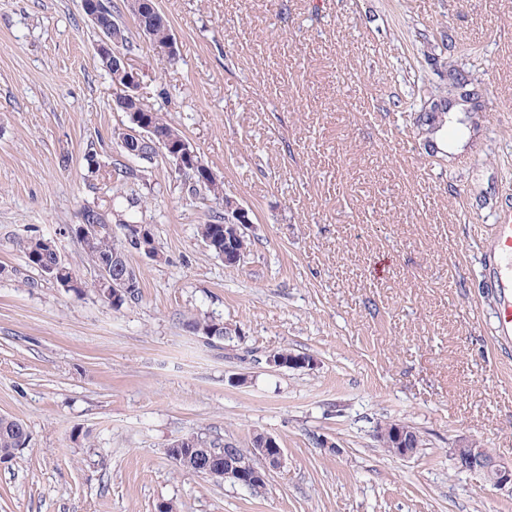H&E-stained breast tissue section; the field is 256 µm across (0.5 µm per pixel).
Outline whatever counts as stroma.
<instances>
[{
    "instance_id": "obj_1",
    "label": "stroma",
    "mask_w": 512,
    "mask_h": 512,
    "mask_svg": "<svg viewBox=\"0 0 512 512\" xmlns=\"http://www.w3.org/2000/svg\"><path fill=\"white\" fill-rule=\"evenodd\" d=\"M157 5L180 53L134 35L141 100L252 210L251 251L226 266L174 165L126 156L80 0H0V415L30 434L0 512H512L449 454L470 435L512 461V342L481 251L512 200V0ZM452 69L478 110L453 112L438 162L414 122ZM117 163L137 178L113 182ZM131 196L161 259L129 253L140 294L116 310L69 227ZM35 237L82 295L29 265ZM284 348L313 366L267 365ZM389 421L420 433L414 458L375 440ZM192 433L271 435L284 465L257 496L215 484L166 454Z\"/></svg>"
}]
</instances>
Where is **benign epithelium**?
I'll return each mask as SVG.
<instances>
[{
	"label": "benign epithelium",
	"instance_id": "obj_1",
	"mask_svg": "<svg viewBox=\"0 0 512 512\" xmlns=\"http://www.w3.org/2000/svg\"><path fill=\"white\" fill-rule=\"evenodd\" d=\"M99 58L110 66L116 76L114 85L117 95L114 99L116 108L128 116L130 126L125 133L137 139L153 140L158 153L168 158L176 170L198 179L201 185H216L217 175L205 165L197 152L190 150L184 141H176L155 132L154 127L142 115L136 106L140 98L143 72L138 68L122 48L119 35L100 34L95 44ZM224 241H232L248 229L252 220L250 209L234 198L224 206ZM123 241L126 245L140 247L145 241L153 238L152 224H124ZM97 288L105 300H117L127 297L136 288L135 282L122 271V264L116 259L103 263L98 267ZM266 362L274 367L307 368L313 365V359L300 357L288 359L272 352ZM375 439L382 446L388 447L401 458H411L418 453V436L398 421H389L379 426ZM202 438L198 435H187L173 442L168 449L172 460L182 464L192 459L195 461L193 473L206 477L214 482H229L246 489L251 493L261 492L267 484L270 472L282 467L284 450L278 441L265 433L253 435L251 447L236 448L231 443H224V452L215 453L201 447ZM449 452L457 468L488 483L500 493L512 496V462H505L497 457L485 454L484 448L473 438L461 435L455 439Z\"/></svg>",
	"mask_w": 512,
	"mask_h": 512
}]
</instances>
